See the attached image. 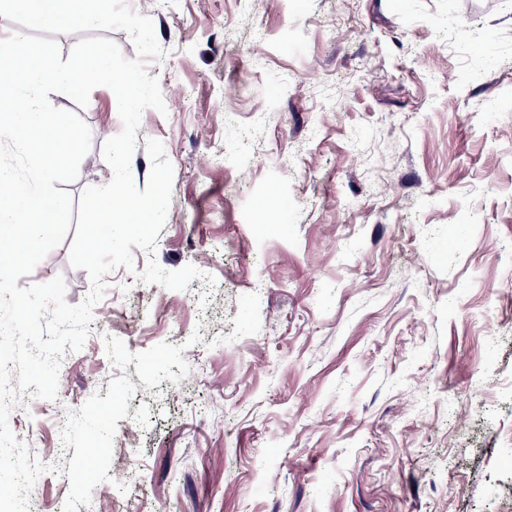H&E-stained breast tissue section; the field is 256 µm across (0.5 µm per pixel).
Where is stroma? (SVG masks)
<instances>
[{"label": "stroma", "mask_w": 512, "mask_h": 512, "mask_svg": "<svg viewBox=\"0 0 512 512\" xmlns=\"http://www.w3.org/2000/svg\"><path fill=\"white\" fill-rule=\"evenodd\" d=\"M166 52L154 253L9 425L44 512H512V0H128ZM67 189L107 184L109 88ZM489 100L497 112H482ZM276 194L284 211L258 206ZM214 276L173 291L149 259ZM90 290L69 246L17 285ZM207 305H200V296ZM145 477L127 488L129 469Z\"/></svg>", "instance_id": "obj_1"}]
</instances>
